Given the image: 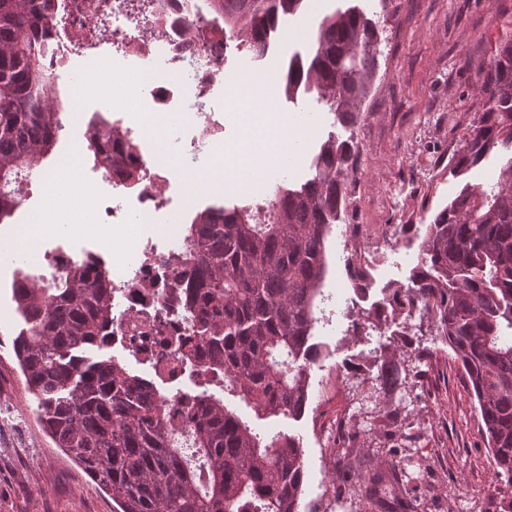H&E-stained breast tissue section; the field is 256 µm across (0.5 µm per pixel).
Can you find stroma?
<instances>
[{"instance_id":"35a3bbf8","label":"stroma","mask_w":512,"mask_h":512,"mask_svg":"<svg viewBox=\"0 0 512 512\" xmlns=\"http://www.w3.org/2000/svg\"><path fill=\"white\" fill-rule=\"evenodd\" d=\"M359 7L379 28L377 62L369 90L354 125L335 123L315 95L288 98L280 65L296 53H306L321 20L335 10ZM512 39V0H306L303 10L279 25L263 61L246 51L233 52L225 64L236 81L242 113L256 114L254 125L226 111L225 97L216 94L214 107L224 114V147L235 162L212 172L224 185L223 195L204 190L199 207L213 203L259 207L275 186L300 185L311 173V162L328 136L357 141L360 154L349 172V200L340 223L326 241L328 273L324 294L334 295L331 322L313 331L321 356L309 371V402L296 419H259L251 407L232 395L225 405L243 421L265 433L293 436L304 450L306 474L300 512H348L349 501H329L323 485H335V470L325 469L319 422L345 414L343 438L347 460L358 470L377 468L397 475L394 512L406 502L423 499L426 490L445 499L447 512H488L494 482L490 450L463 373L450 352L435 346L436 328L430 318H412L405 325L391 322L353 330L352 322L382 301L393 289L407 285L418 247L435 213L467 183L490 189L501 165L489 157L468 173L448 172V157L456 150L474 114L485 99L476 87L497 46ZM83 98L91 116L112 115L110 62L75 61L61 79ZM84 132L59 133L53 154L40 162L43 172L14 215L0 224V251L23 247L22 233L33 217L49 228L26 248L23 262L0 264V512H113L112 500L43 431L37 401L26 387L13 352L24 326L16 310L12 285L28 261L43 252L75 245L93 246L111 240L95 219L71 212L67 203L84 200L102 188L89 174L67 177L66 169L85 153ZM58 185L49 195L48 179ZM72 229L59 233V222ZM347 224L406 225L368 248L370 279L365 292L337 299L342 288L346 253L342 231ZM415 333L425 357L422 375L412 393L392 394L398 421L367 405L370 387L336 379L341 363L356 359L370 365L376 351L395 340L399 330ZM413 441H406V434Z\"/></svg>"}]
</instances>
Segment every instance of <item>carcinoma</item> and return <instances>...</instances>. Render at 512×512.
<instances>
[{"label": "carcinoma", "instance_id": "1", "mask_svg": "<svg viewBox=\"0 0 512 512\" xmlns=\"http://www.w3.org/2000/svg\"><path fill=\"white\" fill-rule=\"evenodd\" d=\"M305 0H212L224 25L240 27L263 59L272 34ZM52 0H0V220L20 206L5 189L18 171L51 155L59 112L48 96L39 26ZM378 31L350 7L324 17L306 56L284 66L286 96L317 94L335 119L357 120L375 68ZM478 90L487 100L451 171H467L491 153L502 178L491 191L465 185L429 224L409 284L380 305L408 317L433 318L463 370L491 451L493 512H512V41L500 44ZM112 137L105 120L91 122L86 150L97 164L122 158L102 150ZM355 146L324 141L313 174L298 187L278 185L267 214L248 206L211 205L187 228L198 294L196 334L183 358L204 367L215 385L250 406L256 417L298 418L309 400V370L321 356L312 342L315 302L327 275L325 243L346 202ZM17 310L25 327L14 354L27 390L38 400L43 430L112 496L114 512H299L303 448L290 435L268 437L210 393L185 395L194 424L186 453L168 423V405L151 382L112 357L87 356L112 319L109 272L71 268L50 288L17 278ZM406 338L374 356L372 388L406 389ZM343 482L389 512L381 473L346 467Z\"/></svg>", "mask_w": 512, "mask_h": 512}]
</instances>
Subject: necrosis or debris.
<instances>
[{"label": "necrosis or debris", "mask_w": 512, "mask_h": 512, "mask_svg": "<svg viewBox=\"0 0 512 512\" xmlns=\"http://www.w3.org/2000/svg\"><path fill=\"white\" fill-rule=\"evenodd\" d=\"M55 19L40 32L42 66L53 77L48 86L60 114L70 124L82 115L74 96L57 79L73 60L95 62L112 55L141 66L114 72L112 108L127 119L118 139L103 147L127 156L124 173L83 164L104 186L93 213L100 225L127 230L131 214L149 221L171 210L173 200L194 196L207 184V165L224 141V121L212 102L224 82V59L236 32L226 30L223 15L210 0H54ZM150 114L179 116L186 135L171 162L158 161L141 132ZM188 241L118 238L112 248V321L106 335L112 349L145 372L169 407L168 422L177 433L193 428L182 397L188 388L208 391L204 367L188 371L182 361L193 334L188 299Z\"/></svg>", "instance_id": "obj_1"}]
</instances>
